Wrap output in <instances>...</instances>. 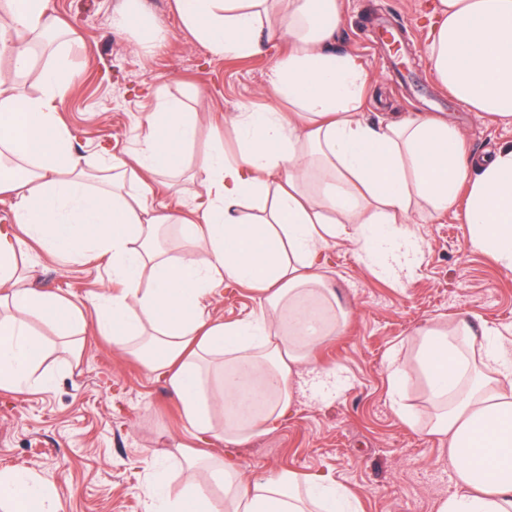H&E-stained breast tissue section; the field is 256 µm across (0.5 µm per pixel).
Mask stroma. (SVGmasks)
I'll use <instances>...</instances> for the list:
<instances>
[{
	"label": "stroma",
	"instance_id": "35a3bbf8",
	"mask_svg": "<svg viewBox=\"0 0 512 512\" xmlns=\"http://www.w3.org/2000/svg\"><path fill=\"white\" fill-rule=\"evenodd\" d=\"M430 0H344L337 50L352 53L369 70L371 91L364 117L440 115L458 128L469 152L484 154L512 143V125L472 111L431 73L427 57ZM118 0H49L60 29L78 31L83 46L69 60L80 72L60 104L62 123L82 153L110 148L133 153L139 123L153 109L152 89L183 98L197 112L193 156L215 140L235 150L231 123L216 127L215 112L232 115L241 106L271 103L266 75L288 50L269 44L250 57H216L180 25L174 0H143L166 31L162 48L145 54L139 33L116 31ZM406 29L400 45L382 43L386 27ZM202 188L191 173L173 185L156 184L153 203L196 209ZM409 231L420 261L412 272L381 274L346 235L322 252L324 273L349 318L332 341L318 346V363L338 368L337 383L322 394H304L283 425L238 447L255 471L293 470L318 474L346 487L359 512H438L453 485L448 449L420 426L405 424L400 410L429 419L425 382L410 374L393 397L388 364L393 352L411 355L413 332L431 321L475 314L493 334L512 341V273L488 254L473 250L462 209L415 210ZM22 268L33 270L38 288L66 297L92 319L94 306L118 285L105 261H70L24 247ZM212 316L234 322L260 310L247 287L225 281L210 296ZM54 359L50 389L18 397L0 390V471L36 476L52 488L65 512H146L142 486L150 471L143 451L156 449L172 488H180L190 450L205 457L224 454V443L196 440L183 425L177 400L131 356L92 334L74 363H66L56 331L35 323Z\"/></svg>",
	"mask_w": 512,
	"mask_h": 512
}]
</instances>
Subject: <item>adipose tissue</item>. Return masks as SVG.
<instances>
[{
    "label": "adipose tissue",
    "instance_id": "ef3b65f1",
    "mask_svg": "<svg viewBox=\"0 0 512 512\" xmlns=\"http://www.w3.org/2000/svg\"><path fill=\"white\" fill-rule=\"evenodd\" d=\"M174 2L182 26L213 55L288 43L269 73L272 103L231 119L236 150L218 143L198 160L205 198L194 219L155 208L148 196L158 179L183 173L195 112L157 95L132 159L79 153L58 111L78 70L64 50L55 64H33V39L58 27L48 0H0V44L12 61L11 73H0V195L11 199L13 219L0 227V389L22 396L53 380L36 372L47 350L33 322L85 342L77 305L17 277L25 240L71 260L104 259L121 289L97 305L98 333L163 379L186 427L225 445L221 464L188 461L176 496H164L161 479L147 481L149 504L160 512H358L323 477L249 473L233 449L277 428L299 393L331 375L313 353L348 312L325 285L329 239L351 233L367 260L395 276L417 261L404 229L415 206L445 213L461 201L472 246L512 271V144L476 157L437 117L366 122L370 74L331 48L339 0ZM112 25L140 30L149 49L163 40L140 0H122ZM427 56L455 98L512 123V0H434ZM33 70L41 94L18 96L16 77ZM167 224L181 256L154 245ZM227 279L256 292L260 316H211L204 301ZM412 368L438 407L427 432L447 442L454 464L455 486L438 512H512V343L465 317L432 323L419 329L413 357L391 359V385ZM213 483L223 499L208 493ZM2 502L10 512H63L48 485L22 472H0Z\"/></svg>",
    "mask_w": 512,
    "mask_h": 512
}]
</instances>
